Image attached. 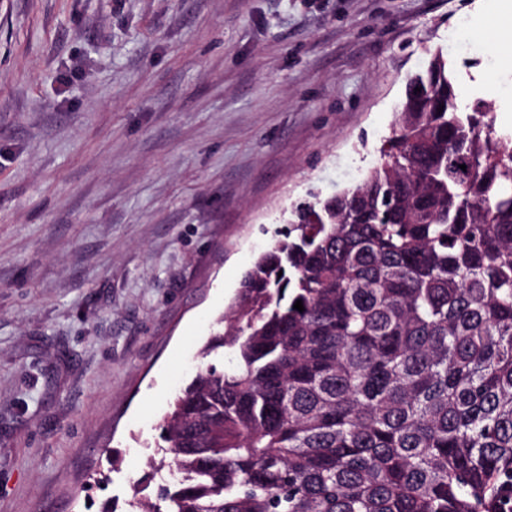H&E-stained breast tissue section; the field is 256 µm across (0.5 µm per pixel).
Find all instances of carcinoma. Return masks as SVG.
I'll return each instance as SVG.
<instances>
[{
	"label": "carcinoma",
	"mask_w": 512,
	"mask_h": 512,
	"mask_svg": "<svg viewBox=\"0 0 512 512\" xmlns=\"http://www.w3.org/2000/svg\"><path fill=\"white\" fill-rule=\"evenodd\" d=\"M465 96L434 54L376 165L276 231L202 352L234 367L176 394L138 512L507 507L512 130Z\"/></svg>",
	"instance_id": "carcinoma-1"
}]
</instances>
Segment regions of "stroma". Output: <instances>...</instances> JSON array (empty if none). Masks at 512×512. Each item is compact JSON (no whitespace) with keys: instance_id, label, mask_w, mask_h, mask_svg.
<instances>
[{"instance_id":"obj_1","label":"stroma","mask_w":512,"mask_h":512,"mask_svg":"<svg viewBox=\"0 0 512 512\" xmlns=\"http://www.w3.org/2000/svg\"><path fill=\"white\" fill-rule=\"evenodd\" d=\"M512 0H0V512H128L159 425L298 204Z\"/></svg>"}]
</instances>
